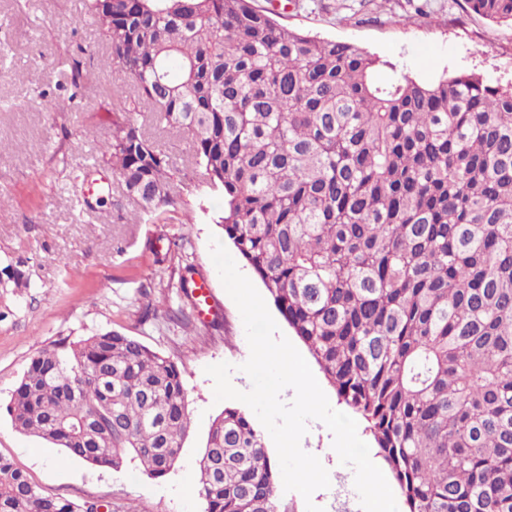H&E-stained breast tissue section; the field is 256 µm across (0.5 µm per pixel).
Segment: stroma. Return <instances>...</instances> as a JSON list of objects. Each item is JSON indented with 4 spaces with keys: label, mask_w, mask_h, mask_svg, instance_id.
Returning <instances> with one entry per match:
<instances>
[{
    "label": "stroma",
    "mask_w": 512,
    "mask_h": 512,
    "mask_svg": "<svg viewBox=\"0 0 512 512\" xmlns=\"http://www.w3.org/2000/svg\"><path fill=\"white\" fill-rule=\"evenodd\" d=\"M278 12L282 24L325 38L351 41L379 60L375 78L402 71L434 83L457 71H474L512 83V27L466 8L465 0H253ZM0 263L24 262L31 297L14 317L0 321V403H6L30 357L54 341H77L118 329L179 366L191 411V429L180 460L164 478L143 475L137 464L121 470L93 468L66 458L62 449L17 432L0 414V456L11 460L45 493L75 503L108 502L112 512H205L197 484L212 420L223 409L214 400L206 366L232 365V385L252 383L241 371L250 355L241 314L226 292L210 254L211 237H222L219 194L197 186L190 141L156 127L154 139L182 171L185 204L168 223H134L138 210L116 175L94 190L102 203L81 207L79 174L112 139V109L128 86L121 73L102 69L106 52L80 0H0ZM93 90L74 95L67 75L72 61ZM91 138H84V128ZM184 241L187 262L210 287V316L192 327L145 316L146 298L189 306L185 296L161 293L151 279L156 251ZM301 441L329 472V488L304 501L288 492L293 512L307 504L323 512H362L354 469L340 464L333 435L313 420Z\"/></svg>",
    "instance_id": "1"
}]
</instances>
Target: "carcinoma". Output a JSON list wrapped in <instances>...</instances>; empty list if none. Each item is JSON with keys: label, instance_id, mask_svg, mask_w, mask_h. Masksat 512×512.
Returning a JSON list of instances; mask_svg holds the SVG:
<instances>
[{"label": "carcinoma", "instance_id": "1", "mask_svg": "<svg viewBox=\"0 0 512 512\" xmlns=\"http://www.w3.org/2000/svg\"><path fill=\"white\" fill-rule=\"evenodd\" d=\"M512 24V0H465ZM131 83L112 169L153 223L179 169L143 130L190 138L220 225L339 400L367 423L406 512H512V84H434L349 41L292 30L250 0H82ZM159 287L186 272L155 260ZM31 282L0 267V294ZM5 411L86 464L180 458L191 417L178 365L119 330L62 338L29 361ZM206 512H290L263 433L226 406L198 462ZM0 512H98L47 495L0 456Z\"/></svg>", "mask_w": 512, "mask_h": 512}]
</instances>
